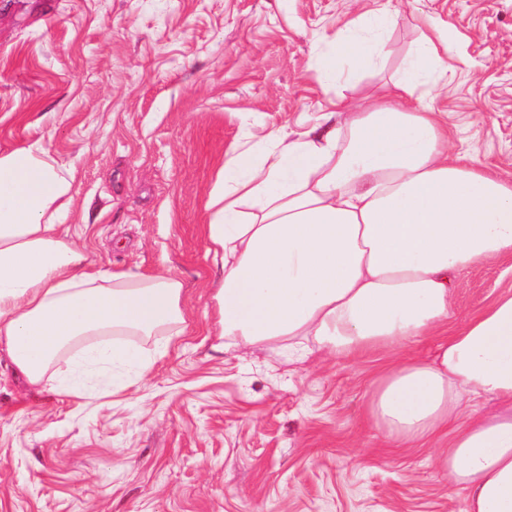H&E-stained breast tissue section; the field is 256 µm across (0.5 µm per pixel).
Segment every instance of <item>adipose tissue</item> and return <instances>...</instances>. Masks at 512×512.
Masks as SVG:
<instances>
[{"instance_id": "ef3b65f1", "label": "adipose tissue", "mask_w": 512, "mask_h": 512, "mask_svg": "<svg viewBox=\"0 0 512 512\" xmlns=\"http://www.w3.org/2000/svg\"><path fill=\"white\" fill-rule=\"evenodd\" d=\"M392 16L362 13L318 63L323 78L380 67ZM444 34L427 24L405 67L349 112L279 128L225 154L206 203L218 314L216 351L316 344L339 357L395 352L368 403L402 448L448 442L437 461L466 493L464 512H512V292L458 326L464 273L512 258V178L453 152L428 97L448 79ZM71 183L41 144L0 153V350L31 385L73 349L63 394L136 362L128 336L185 330L183 282L91 271L58 222ZM442 335L419 358L416 338ZM489 397L496 409L473 401Z\"/></svg>"}]
</instances>
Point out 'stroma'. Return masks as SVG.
Masks as SVG:
<instances>
[{"instance_id": "35a3bbf8", "label": "stroma", "mask_w": 512, "mask_h": 512, "mask_svg": "<svg viewBox=\"0 0 512 512\" xmlns=\"http://www.w3.org/2000/svg\"><path fill=\"white\" fill-rule=\"evenodd\" d=\"M393 13L382 69L320 79L356 15ZM430 16L448 29L456 151L512 174V0H0V152L40 143L69 172L62 219L93 267L185 284L181 336L134 338L147 371L96 397L29 385L0 352V512H463L433 449L366 411L386 355L214 351L208 192L224 155L344 99L359 111ZM512 290L462 275L457 319Z\"/></svg>"}]
</instances>
